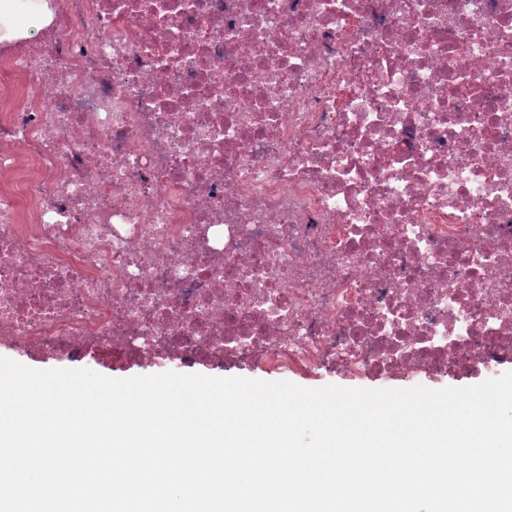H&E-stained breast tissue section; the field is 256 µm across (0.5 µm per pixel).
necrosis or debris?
Returning a JSON list of instances; mask_svg holds the SVG:
<instances>
[{"label":"necrosis or debris","mask_w":512,"mask_h":512,"mask_svg":"<svg viewBox=\"0 0 512 512\" xmlns=\"http://www.w3.org/2000/svg\"><path fill=\"white\" fill-rule=\"evenodd\" d=\"M0 45V344L512 367V0H53Z\"/></svg>","instance_id":"necrosis-or-debris-1"}]
</instances>
